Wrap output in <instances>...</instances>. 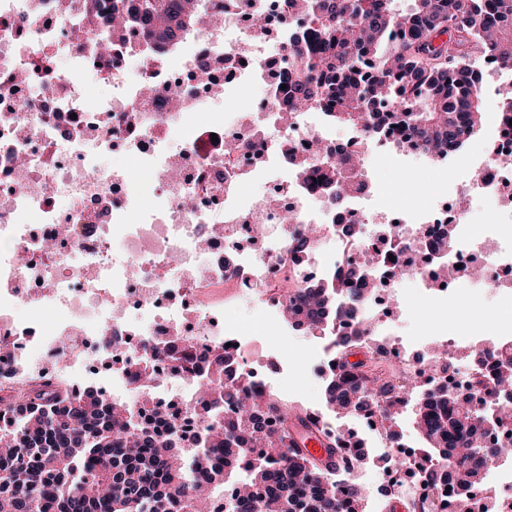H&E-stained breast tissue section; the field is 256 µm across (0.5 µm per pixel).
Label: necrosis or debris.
Returning a JSON list of instances; mask_svg holds the SVG:
<instances>
[{
    "mask_svg": "<svg viewBox=\"0 0 512 512\" xmlns=\"http://www.w3.org/2000/svg\"><path fill=\"white\" fill-rule=\"evenodd\" d=\"M208 2L223 13V25L179 46L165 48L140 32L113 43L111 59L97 68L112 97L96 108L89 88L58 66L67 58L85 67L97 53L93 41L79 47L70 38L71 12L60 0H0V333L10 344L0 359V390L73 388L65 371L46 364L62 336L73 359L87 343L104 352L115 338L126 351L112 365L125 381L130 359L191 337L198 356L223 348L228 387L245 378L255 394L271 398L277 375L288 371L287 356L275 351L254 362L260 337L223 310L247 301L276 321L287 287L385 253L376 235L347 233L350 224H399L412 278L436 295L459 300L477 283L494 292L512 288V168L497 161L512 153V115L497 113L492 154L479 157L473 176L441 207L402 197L368 208L364 201L378 186L365 171L336 203L305 166L316 162L319 142L361 153L360 134L340 141L321 112L285 123L276 112L286 95L278 68L284 36L304 27V17L283 0ZM260 25L275 31V43L256 39ZM201 57L224 63L208 87L188 80ZM256 87L263 99L246 100ZM218 101L223 111H213ZM177 128L190 134L175 145L170 135ZM115 150L126 154L129 169L102 171L99 157ZM257 182L269 184V192L249 194ZM146 197L152 207L144 211ZM478 197L495 212L493 222H470ZM288 209L295 214L290 223L282 219ZM300 224L319 228L301 252L294 248ZM447 225L455 229L458 271L441 284L424 265ZM218 286L229 290L220 308L207 298ZM19 300L63 317L49 329L23 324L15 314ZM354 322L379 356L400 362L424 392L485 399L475 381L492 378L499 358L477 356L468 337H454L457 355L438 364L428 346L408 350L382 337L366 312ZM323 424L347 441L355 464L377 454L408 498L430 495L439 512L451 508L444 467L403 453L388 432L373 444L331 419Z\"/></svg>",
    "mask_w": 512,
    "mask_h": 512,
    "instance_id": "4bbe7bcc",
    "label": "necrosis or debris"
}]
</instances>
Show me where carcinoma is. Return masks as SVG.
Returning <instances> with one entry per match:
<instances>
[{"mask_svg": "<svg viewBox=\"0 0 512 512\" xmlns=\"http://www.w3.org/2000/svg\"><path fill=\"white\" fill-rule=\"evenodd\" d=\"M85 24L112 10V41L129 29L149 32L157 42L176 44L196 28V0H66ZM288 0L309 16L310 25L287 36L285 113L321 107L336 125L356 128L371 139L379 124L377 105L407 137L446 158L482 124L477 59L492 58L512 72V0ZM323 182L336 199L354 184L350 161L326 163ZM374 264L307 288H291L284 319L318 336L329 320L353 317L374 282ZM366 344L355 328L336 338V356ZM184 346V369L194 373L197 426L182 442L177 425L157 438L145 427L143 410L84 387L72 392L38 390L14 406L15 425L0 428V512H201L218 486L235 488L226 512H364V494L353 479L338 487L333 473L304 453L288 450L292 412L275 398L252 399L249 388L224 387V353L213 349L204 368ZM512 390V359L495 373L492 396L482 408L442 391L414 393L405 380L381 377L357 364L335 365L324 387V406L355 416L371 403H388L391 435L397 417L412 408L421 447L447 462L458 490L455 512H470L465 491L482 480L512 444L487 445L489 430L512 417V405L498 398ZM213 448L224 461L210 463ZM259 449L247 468L236 460Z\"/></svg>", "mask_w": 512, "mask_h": 512, "instance_id": "obj_1", "label": "carcinoma"}]
</instances>
